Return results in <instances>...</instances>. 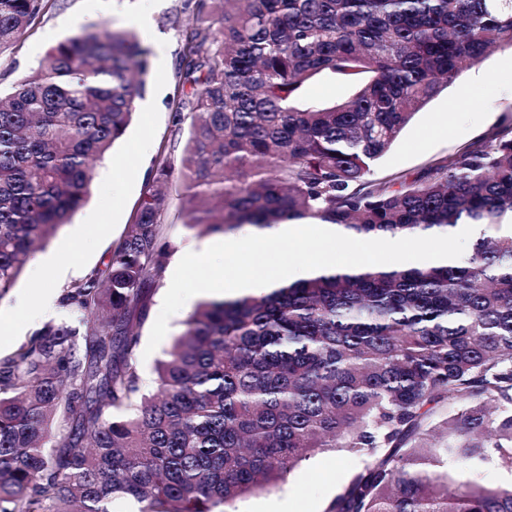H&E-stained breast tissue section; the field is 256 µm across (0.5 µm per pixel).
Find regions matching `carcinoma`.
<instances>
[{
	"label": "carcinoma",
	"mask_w": 512,
	"mask_h": 512,
	"mask_svg": "<svg viewBox=\"0 0 512 512\" xmlns=\"http://www.w3.org/2000/svg\"><path fill=\"white\" fill-rule=\"evenodd\" d=\"M48 3L0 0V54ZM502 49L512 0H197L178 58L187 228L482 229L451 265L205 299L147 394L133 322L175 250L162 224L175 167L159 154L106 271L61 296L83 328L46 324L0 359V512H235L324 448L364 457L326 512H512L511 486L448 469L512 472V129L411 181L370 178L416 112ZM148 54L133 29L84 30L0 97V299L85 203ZM321 74L353 94L302 103ZM450 469L462 481L472 480L488 487L505 486L512 483L510 472L493 465L482 466L477 473H473L469 468L458 464L451 465Z\"/></svg>",
	"instance_id": "cac0c4a2"
}]
</instances>
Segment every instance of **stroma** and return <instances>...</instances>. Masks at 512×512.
Returning <instances> with one entry per match:
<instances>
[{"label":"stroma","mask_w":512,"mask_h":512,"mask_svg":"<svg viewBox=\"0 0 512 512\" xmlns=\"http://www.w3.org/2000/svg\"><path fill=\"white\" fill-rule=\"evenodd\" d=\"M192 13L185 0H50L48 9L0 55V93L34 74L46 50L82 30L134 29L149 47L152 80L136 116L112 156L96 165L91 195L43 247L30 257L15 285L0 298V358L13 353L44 323L69 322L73 313L58 299L63 290L93 270H105L111 249L124 234L149 190L155 158L162 153L179 160L187 130L177 129L174 112L189 90L177 70L178 53ZM164 56H157V45ZM512 128V52L498 51L464 70L453 84L432 99L404 129L390 151L373 167V179H414L431 165L466 149L480 147L493 134ZM171 205L164 223L176 243L169 268H176L187 244L204 250L209 235L184 225L187 193L180 175H173ZM53 257L57 273L46 276L43 261ZM30 312L18 315L21 305ZM362 464L359 455L328 448L293 469L269 493L251 495L238 512H325L351 474Z\"/></svg>","instance_id":"obj_1"}]
</instances>
